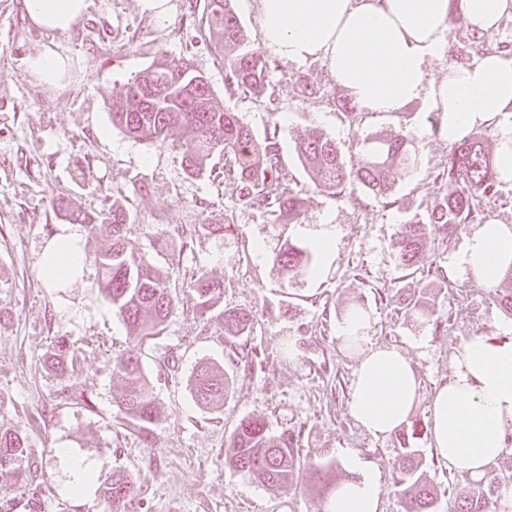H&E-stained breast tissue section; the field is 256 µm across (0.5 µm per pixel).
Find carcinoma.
I'll return each instance as SVG.
<instances>
[{
  "label": "carcinoma",
  "mask_w": 512,
  "mask_h": 512,
  "mask_svg": "<svg viewBox=\"0 0 512 512\" xmlns=\"http://www.w3.org/2000/svg\"><path fill=\"white\" fill-rule=\"evenodd\" d=\"M200 31L209 41L224 49L227 90H244L255 95L268 87L269 63L266 56L249 45L246 29L234 11L233 0H205ZM461 37L472 47L483 37L468 31L461 16L452 19L448 38ZM112 125L139 141H166L177 129L178 147L187 174L203 177L213 172L211 159L224 155V179L237 184L239 201L256 209L272 224H293L303 213L304 198L289 187L280 171V146L276 133L257 138L237 113L215 101L207 78L191 69L184 58L159 59L147 66L127 85L125 92L110 104ZM300 162L314 184L323 191L342 195L358 184L368 193L387 198L401 172L413 168L417 150L401 129L389 138L369 140L363 158L349 163L336 142L318 125L297 132ZM435 180L448 190L427 208L426 217H414L399 225L391 243L398 267L416 270L419 255L428 237L443 234L442 241L453 238L468 224L487 221L486 206L497 196L500 175L495 158L476 137H463L450 147L448 157L436 171ZM68 219L85 225L95 234L105 229L101 247L93 262L101 272L99 288L104 301L126 324L131 346L113 359V370L126 382L116 404L125 424L133 427L147 444H153L163 421L152 382L144 372L141 352L146 341L161 335L169 317L183 301L190 303L203 328L212 322L224 324V336L236 339L251 332L252 313L234 308L219 309L224 295V281L198 272L187 282V299H182L170 285V275H163L142 258L127 251L125 231L132 213L114 201L97 216L82 212L69 202H61ZM318 252L284 240L272 256L273 266L287 276L318 273ZM441 268L427 270V287L419 288L403 299L395 311L407 322L426 326L430 322L449 323L450 318L435 302L434 285L446 282ZM75 351L70 341L57 338L50 350L49 367L66 373L74 366ZM193 397L203 408H218L230 391L224 370L201 364L192 376ZM418 423L413 421L401 434L400 453L393 463L392 486L404 503L405 512H435L436 494L421 469L419 450L409 446ZM297 434L288 429L274 433L266 422L242 419L227 441L225 460L243 477L269 489H282L298 482ZM28 440L20 426L0 429V472H15L22 464L32 466L27 454ZM310 479L323 491L335 483L333 466L313 465ZM494 478L472 480L468 495L457 502L456 512H491ZM142 491L139 479L126 472L112 474L102 488L111 512H126Z\"/></svg>",
  "instance_id": "1"
}]
</instances>
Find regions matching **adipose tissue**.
I'll return each instance as SVG.
<instances>
[{
  "label": "adipose tissue",
  "mask_w": 512,
  "mask_h": 512,
  "mask_svg": "<svg viewBox=\"0 0 512 512\" xmlns=\"http://www.w3.org/2000/svg\"><path fill=\"white\" fill-rule=\"evenodd\" d=\"M264 48L300 63L322 59L336 82L365 112L390 113L423 102L441 114L449 142L466 131L499 122L512 112V58L489 51L465 66H449L445 78L430 77L427 65L441 57L452 13L478 33L512 17V0H257ZM30 23L64 34L88 11L90 0H22ZM81 234L66 226L43 254L39 272L53 280L68 275ZM512 266V226L482 224L468 235L453 267L494 286ZM370 316L355 309L337 336L364 344L355 373L350 413L376 436L394 433L418 400V380L405 355L393 347L366 345ZM430 433L450 469L483 476L512 454V335H474L460 343L454 370L431 401ZM347 464L354 480L331 492L326 512H379L378 474L357 456Z\"/></svg>",
  "instance_id": "1"
}]
</instances>
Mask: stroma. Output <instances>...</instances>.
<instances>
[{
	"instance_id": "stroma-1",
	"label": "stroma",
	"mask_w": 512,
	"mask_h": 512,
	"mask_svg": "<svg viewBox=\"0 0 512 512\" xmlns=\"http://www.w3.org/2000/svg\"><path fill=\"white\" fill-rule=\"evenodd\" d=\"M169 6L159 24L141 12L138 0H92L68 34L53 36L30 27L21 0H0V426H21L30 460L43 465L19 476L0 473V512H108L99 487L117 470L135 474L143 487L129 512H325L326 498L312 488L310 468L329 462L337 482L350 480V453L379 473L382 512H404L391 480L397 437H374L351 417L362 348L338 340L336 328L351 308L369 313V345L397 347L414 367L420 396L412 415L424 422L462 338L512 329V316L501 310L495 290L469 274L449 277L442 304L452 318L440 330L404 321L389 303L392 295L422 286V268L450 266L463 245V236L446 246L433 234L420 256V272L410 276L391 252L398 224L425 213L444 190L435 175L448 156V136L433 131L436 115L420 102L349 124L338 108L347 92L319 59L285 63L269 57L264 96L227 91L220 51L198 37L204 0H170ZM504 42H512V18L487 33L480 48L447 43L428 73L444 77L447 66L470 64L480 51ZM50 44L71 60L55 87L29 67ZM162 53L189 59L219 104L240 113L257 136L278 130L282 174L305 200L298 223L270 224L242 205L235 183L223 177L187 175L176 137L138 142L113 127L109 99ZM313 123L352 160L368 137L405 130L421 161L397 180L395 204L361 188L347 199L317 189L295 140L298 127ZM63 200L89 214L110 200L123 203L134 217L126 234L129 251L162 270H179L182 283L207 272L224 282V307L256 314L250 335L231 344L222 326L203 328L190 309L181 308L146 347L143 368L165 413L153 447H145L135 429L121 426L115 399L124 381L113 372L112 358L128 347L129 335L100 295L96 266L86 263L61 288L39 273L48 242L68 223L59 207ZM228 215L234 232H208V225ZM198 224L203 232L183 250H173L171 236ZM325 224L336 228V247L321 277L291 279L273 267L270 256L283 238L307 245ZM57 336L76 348L70 382L74 392L90 396L91 407L61 398L59 375L45 368ZM201 363L223 367L232 379L223 407L195 403L192 373ZM248 417L263 419L275 432L299 430L296 485L272 491L225 464L226 441ZM416 445L438 492L437 512H453L470 489V475L449 470L429 435ZM61 448L68 456H58ZM74 457L96 476L79 494L71 491ZM35 484L41 492L34 498L29 489Z\"/></svg>"
}]
</instances>
